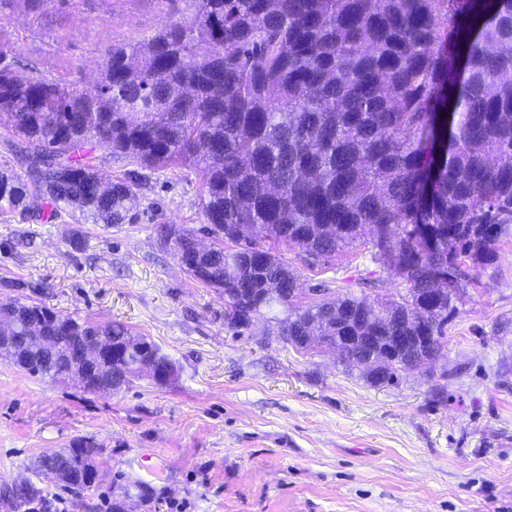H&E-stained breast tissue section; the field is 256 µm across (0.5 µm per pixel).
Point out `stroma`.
<instances>
[{
  "mask_svg": "<svg viewBox=\"0 0 512 512\" xmlns=\"http://www.w3.org/2000/svg\"><path fill=\"white\" fill-rule=\"evenodd\" d=\"M190 0H65L37 20L23 4L0 11V41L18 74L35 68L95 85L106 47L193 17ZM131 203L138 220L106 228L57 214L0 212V299L27 298L90 322L121 321L178 368L117 393L29 376L0 355V487L41 453L77 438L107 463L67 512H512V228L496 260L473 272L448 325L440 363L373 387L338 354L258 341L224 321V301L157 241L159 224L201 231V176L145 169ZM299 302L399 300L403 287L363 245L310 264Z\"/></svg>",
  "mask_w": 512,
  "mask_h": 512,
  "instance_id": "1",
  "label": "stroma"
}]
</instances>
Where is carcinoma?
<instances>
[{
    "instance_id": "cac0c4a2",
    "label": "carcinoma",
    "mask_w": 512,
    "mask_h": 512,
    "mask_svg": "<svg viewBox=\"0 0 512 512\" xmlns=\"http://www.w3.org/2000/svg\"><path fill=\"white\" fill-rule=\"evenodd\" d=\"M191 21L104 51L97 86L41 72L21 77L0 43V120L22 148L26 175L0 168V209L28 212L34 201L68 209L85 224H132L135 171L104 182L89 145L154 170L196 168L212 246L195 260L196 231L155 228L175 242L187 272L224 298V322L261 330L305 352L338 336H433L471 281L491 264L512 224V0H191ZM250 224L241 240L236 225ZM373 241V258L405 288L399 316L381 322L364 297L342 303L366 325L336 326V302L296 303L298 276L277 246L318 260ZM451 291L429 301L436 276ZM274 282L280 291L266 295ZM287 313L278 318L276 310ZM0 319L22 336L12 363L30 376L62 378L67 359L98 339L118 356L82 387L110 392L142 377L138 362L157 344L116 321L88 322L38 302L0 301ZM58 336L52 348L32 332ZM320 338L305 339L310 324ZM386 346L352 345L342 362L375 385L358 361ZM395 356L381 385L418 365ZM104 459L77 438L44 452L28 469L37 482L84 492L81 473ZM9 512H50L52 498L22 477L0 492Z\"/></svg>"
}]
</instances>
